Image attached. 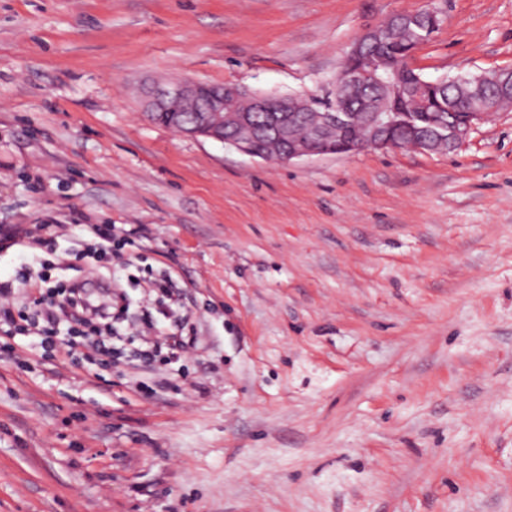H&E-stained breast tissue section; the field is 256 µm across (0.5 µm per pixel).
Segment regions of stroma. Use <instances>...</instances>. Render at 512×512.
I'll list each match as a JSON object with an SVG mask.
<instances>
[{"label": "stroma", "mask_w": 512, "mask_h": 512, "mask_svg": "<svg viewBox=\"0 0 512 512\" xmlns=\"http://www.w3.org/2000/svg\"><path fill=\"white\" fill-rule=\"evenodd\" d=\"M429 5L424 76L512 67V0H0V281L115 224L123 263L64 278L169 273L200 338L100 380L12 338L0 512H512V110L453 154L287 164L143 115L153 80L323 95Z\"/></svg>", "instance_id": "35a3bbf8"}]
</instances>
